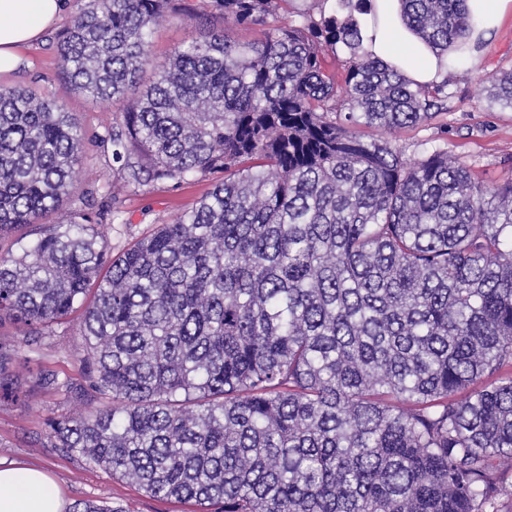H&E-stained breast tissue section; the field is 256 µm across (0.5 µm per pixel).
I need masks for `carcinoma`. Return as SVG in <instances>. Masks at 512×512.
Returning a JSON list of instances; mask_svg holds the SVG:
<instances>
[{
  "instance_id": "1",
  "label": "carcinoma",
  "mask_w": 512,
  "mask_h": 512,
  "mask_svg": "<svg viewBox=\"0 0 512 512\" xmlns=\"http://www.w3.org/2000/svg\"><path fill=\"white\" fill-rule=\"evenodd\" d=\"M171 2L87 0L58 38L72 89L121 104L106 141L125 188L224 178L113 260L92 191L0 257V318L81 311L83 396L112 402L49 419V438L200 512H504L512 180L357 132L415 126L448 98L366 49V0L292 24L289 0H208L261 36L213 32L156 65ZM401 3L439 60L482 47L468 0ZM491 98L512 106V71ZM81 152L61 106L0 87V237L62 206Z\"/></svg>"
}]
</instances>
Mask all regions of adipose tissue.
<instances>
[{"label": "adipose tissue", "instance_id": "obj_1", "mask_svg": "<svg viewBox=\"0 0 512 512\" xmlns=\"http://www.w3.org/2000/svg\"><path fill=\"white\" fill-rule=\"evenodd\" d=\"M66 11L65 0H0V74L22 62L21 47L39 39ZM365 43L374 56L415 83L441 82L446 68L404 27L400 0H373ZM0 512H64L61 491L45 471L12 463L0 467Z\"/></svg>", "mask_w": 512, "mask_h": 512}]
</instances>
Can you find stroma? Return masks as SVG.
I'll return each instance as SVG.
<instances>
[{
  "label": "stroma",
  "mask_w": 512,
  "mask_h": 512,
  "mask_svg": "<svg viewBox=\"0 0 512 512\" xmlns=\"http://www.w3.org/2000/svg\"><path fill=\"white\" fill-rule=\"evenodd\" d=\"M85 0H68L61 26L23 51L17 71L0 75V85L24 86L71 112L85 135L84 152L75 169L70 196L61 208L46 216L53 224L69 219L78 210L84 192L96 188L98 203L117 211L113 221H103L99 231L109 255L122 253L156 227L191 209L211 189L209 177H192L180 186L155 184L131 192L121 187L103 138L112 128L119 108L96 102L72 90L58 63L57 41L62 26L70 25ZM175 10L156 27L149 47L155 61L168 59L177 49L199 38L208 28L225 27L223 19L209 13L202 0H174ZM198 12L186 19L185 10ZM512 70V14L494 29L476 57L459 61L448 75L449 98L432 119L394 133L393 146L404 158L420 157L423 150L441 147L463 157L476 181L495 185L512 177V106L494 102L488 93L492 75ZM80 312L41 328L32 338L26 327L11 320L0 322V350L16 353L6 377L18 389L15 399L0 400V460L21 462L51 473L67 505L82 500L118 503L128 512H197L193 502L157 499L135 483L112 476L74 451L55 447L47 436L46 421L73 417L91 410L80 390L86 381L79 361L86 346L79 334ZM69 380L66 389L42 385L38 374Z\"/></svg>",
  "instance_id": "35a3bbf8"
}]
</instances>
